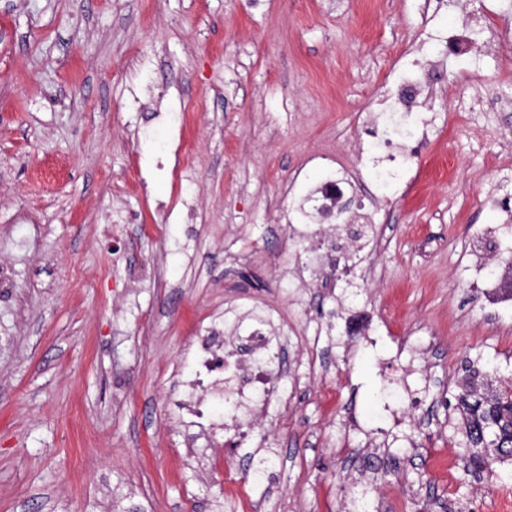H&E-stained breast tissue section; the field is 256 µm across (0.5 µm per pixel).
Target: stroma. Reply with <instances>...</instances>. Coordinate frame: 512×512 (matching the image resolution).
<instances>
[{
	"instance_id": "1",
	"label": "stroma",
	"mask_w": 512,
	"mask_h": 512,
	"mask_svg": "<svg viewBox=\"0 0 512 512\" xmlns=\"http://www.w3.org/2000/svg\"><path fill=\"white\" fill-rule=\"evenodd\" d=\"M0 0V512H502L512 463L465 467L467 365L512 387V249L478 254L512 175V0ZM432 140L407 178L361 158L370 105L431 36ZM355 173L387 240L296 283L305 190ZM151 266L157 275L132 279ZM249 306L292 350L258 446L187 445L166 405L193 334ZM272 456L262 484L254 454ZM452 457V474L436 466Z\"/></svg>"
}]
</instances>
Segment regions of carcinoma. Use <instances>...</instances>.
Returning <instances> with one entry per match:
<instances>
[{
  "instance_id": "obj_1",
  "label": "carcinoma",
  "mask_w": 512,
  "mask_h": 512,
  "mask_svg": "<svg viewBox=\"0 0 512 512\" xmlns=\"http://www.w3.org/2000/svg\"><path fill=\"white\" fill-rule=\"evenodd\" d=\"M493 377L490 367L482 375L483 382L465 386L457 396L467 466L474 470L512 462V392L494 388Z\"/></svg>"
}]
</instances>
